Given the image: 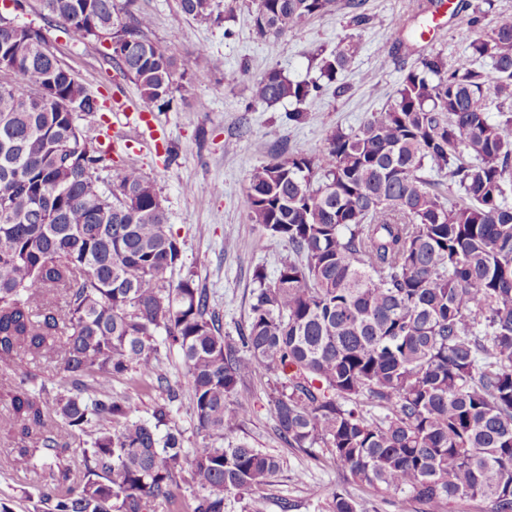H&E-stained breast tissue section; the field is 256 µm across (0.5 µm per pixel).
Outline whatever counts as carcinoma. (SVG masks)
<instances>
[{
    "label": "carcinoma",
    "mask_w": 512,
    "mask_h": 512,
    "mask_svg": "<svg viewBox=\"0 0 512 512\" xmlns=\"http://www.w3.org/2000/svg\"><path fill=\"white\" fill-rule=\"evenodd\" d=\"M44 19L81 41L112 26L108 58L163 112L199 57L176 58L150 39L136 0H40ZM337 0H255L257 34L276 41ZM196 19L216 0H180ZM477 5L481 29L453 60L429 53L386 106L336 128L317 153L254 167L245 203L260 248L288 242L272 280L255 273L248 324L236 336L181 261L153 180L135 166L112 179L98 136L80 123L98 97L64 67L41 30L0 26V364L58 358L54 398L21 371L0 432L18 440L11 464L43 488L35 512H225L231 495L267 485L278 457L236 436L248 383L275 375L268 394L288 447L336 466L406 512H451L484 500L512 512V15ZM358 50L345 40L317 57L319 79L276 68L254 101H307L341 77ZM79 108L62 111L58 101ZM496 103L499 118L488 112ZM456 187L444 196L437 178ZM63 297L64 311L55 307ZM176 350L191 392L195 447L172 425L181 386L162 369ZM126 377L162 393L149 416L112 394ZM384 410L374 418L366 407ZM91 446L69 454L78 434ZM327 512H357L336 491Z\"/></svg>",
    "instance_id": "carcinoma-1"
}]
</instances>
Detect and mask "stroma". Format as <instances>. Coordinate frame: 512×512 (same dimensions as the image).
<instances>
[{"label":"stroma","instance_id":"1","mask_svg":"<svg viewBox=\"0 0 512 512\" xmlns=\"http://www.w3.org/2000/svg\"><path fill=\"white\" fill-rule=\"evenodd\" d=\"M422 2L365 0L368 21L361 26L353 22L352 9L340 4L272 42L252 26V0H240L225 26L183 14L179 0H138L140 11L151 18V39L179 57L194 54L224 61L222 70L201 64L180 80L171 108L152 115L153 140L148 144L138 132L113 124L115 101L138 99L139 91L109 62L103 45L75 40L62 26L48 24L39 0H24L14 17L19 24L41 29L62 63L101 97L102 111L84 117V126L95 129L108 147L113 171L133 165L154 180L180 244L183 271L193 272L219 312L225 334L234 336L248 319L255 269L275 277L289 255L287 242L276 238L263 250L254 247L258 227L245 203L249 172L278 151L318 152L335 128L358 126L386 103L423 54L440 51L451 59L461 55L477 35L468 20L472 6L481 0H469L462 10L459 0H449L423 38L401 45L388 57L378 56L381 42L395 40L397 20L412 29L419 26ZM347 38L359 44L344 77L347 91L330 89L309 101L304 122L288 121L289 102L269 107L251 100L252 83L268 69H279L293 81L315 78L312 57L335 50ZM201 101L206 104L202 112L196 109ZM273 381L270 374L251 381L245 395L248 414L239 433L277 456L280 469L269 485L228 498L226 512H325L327 500L338 490L346 491L358 512H402L397 495L377 496L354 483L325 449L312 458L278 438L268 402ZM13 446V440L0 435V502L10 512H32L38 487L31 476L12 467Z\"/></svg>","mask_w":512,"mask_h":512}]
</instances>
